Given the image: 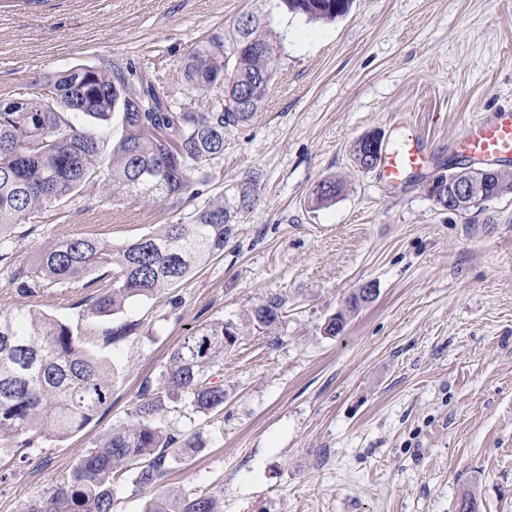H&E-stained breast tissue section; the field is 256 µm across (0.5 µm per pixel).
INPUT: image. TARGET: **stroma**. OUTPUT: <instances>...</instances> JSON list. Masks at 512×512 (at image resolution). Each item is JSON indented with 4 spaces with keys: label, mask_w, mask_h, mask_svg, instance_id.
Masks as SVG:
<instances>
[{
    "label": "stroma",
    "mask_w": 512,
    "mask_h": 512,
    "mask_svg": "<svg viewBox=\"0 0 512 512\" xmlns=\"http://www.w3.org/2000/svg\"><path fill=\"white\" fill-rule=\"evenodd\" d=\"M265 10L278 65L248 124L229 136L219 192L245 173L261 200L214 258L157 297L98 317L78 284L37 300L115 372L112 397L82 431L0 449V512H24L125 423L144 380L199 325L244 323L277 295L270 328L249 327L224 354L227 398L203 419L180 406L178 431L202 447L171 464L166 486L215 498L217 512H512V195L462 215L428 194L456 169L452 143L469 121L512 107V0H354L309 22L268 0H0V99L78 65L161 60L172 95L195 42L232 35ZM421 137L433 161L391 185L355 166L352 147ZM345 188L328 206L309 193L326 176ZM96 200L85 211L88 200ZM140 200L87 185L65 224L14 230L17 264L94 234L119 245L169 222ZM373 300L341 335L324 331L347 298ZM136 323L109 339L108 329Z\"/></svg>",
    "instance_id": "35a3bbf8"
}]
</instances>
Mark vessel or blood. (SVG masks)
<instances>
[{
	"instance_id": "b4317fda",
	"label": "vessel or blood",
	"mask_w": 512,
	"mask_h": 512,
	"mask_svg": "<svg viewBox=\"0 0 512 512\" xmlns=\"http://www.w3.org/2000/svg\"><path fill=\"white\" fill-rule=\"evenodd\" d=\"M455 147L462 156L481 164L512 161V110L498 112L491 120H473L458 136ZM428 157L420 138H399L382 152L378 176L391 183L402 181L410 172L422 169Z\"/></svg>"
}]
</instances>
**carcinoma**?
Segmentation results:
<instances>
[{
    "mask_svg": "<svg viewBox=\"0 0 512 512\" xmlns=\"http://www.w3.org/2000/svg\"><path fill=\"white\" fill-rule=\"evenodd\" d=\"M309 21H334L353 0H280ZM261 12L244 14L231 39L208 36L184 58L181 99L149 65L126 61L103 68L71 67L27 87V112H0V264H15L13 227L37 217L66 224L71 203L89 183L103 181L113 200L142 199L177 220L160 224L120 245L98 237L66 238L43 249L37 264L13 270L9 285L27 302L0 311V447L21 441L67 438L82 431L112 395L113 370L81 346L63 322L41 312V293L81 282L91 289L99 316L151 299L224 253L239 217L260 198L257 178L246 174L217 196L208 194L224 140L262 106L276 73V52ZM53 86L51 107L39 111L43 90ZM119 119L112 150L78 117ZM142 171L153 182L141 184ZM484 200L512 189V175L496 170L482 180ZM344 189L329 176L311 190V204L326 207ZM372 301L352 293L345 310L329 318L325 332L342 333L347 315ZM283 302L272 297L255 306L252 324L271 327ZM242 328L215 319L199 326L170 352L158 385L145 381L128 421L105 432L68 477L26 512H112V479L127 474L134 491L148 494L143 512H215L205 494L165 489L169 459L190 458L199 432H176L168 416L187 402L206 419L224 409V384L215 375L224 352Z\"/></svg>",
    "mask_w": 512,
    "mask_h": 512,
    "instance_id": "obj_1",
    "label": "carcinoma"
}]
</instances>
